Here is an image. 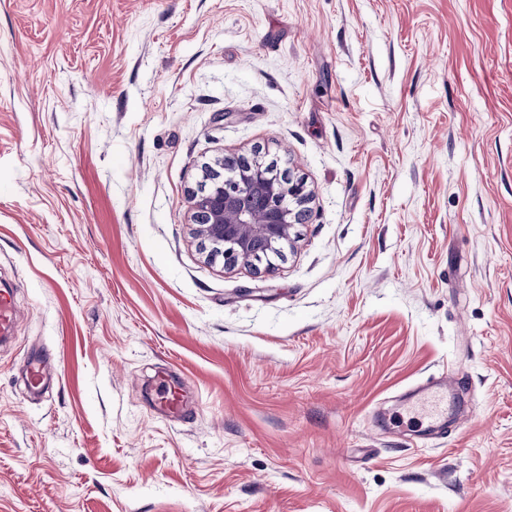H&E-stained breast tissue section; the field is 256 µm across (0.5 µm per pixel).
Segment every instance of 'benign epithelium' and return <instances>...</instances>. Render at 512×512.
I'll return each instance as SVG.
<instances>
[{"instance_id":"7a95c632","label":"benign epithelium","mask_w":512,"mask_h":512,"mask_svg":"<svg viewBox=\"0 0 512 512\" xmlns=\"http://www.w3.org/2000/svg\"><path fill=\"white\" fill-rule=\"evenodd\" d=\"M312 195L301 178L253 159L243 165L223 158L206 165L190 197L195 237L211 260L225 267L274 269L291 244L292 230L312 214Z\"/></svg>"}]
</instances>
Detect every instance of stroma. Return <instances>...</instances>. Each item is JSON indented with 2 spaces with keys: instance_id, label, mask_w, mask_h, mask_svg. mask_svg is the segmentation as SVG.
<instances>
[{
  "instance_id": "stroma-1",
  "label": "stroma",
  "mask_w": 512,
  "mask_h": 512,
  "mask_svg": "<svg viewBox=\"0 0 512 512\" xmlns=\"http://www.w3.org/2000/svg\"><path fill=\"white\" fill-rule=\"evenodd\" d=\"M257 155L270 273L190 231ZM4 288L0 512H512V0H0ZM238 161L222 157L204 166L190 197L194 235L210 260L270 272L276 259H284L295 224L309 221L312 195L303 179L278 173L272 164ZM51 359L47 351H33L27 355V375L30 385L33 388L39 387L46 376V366ZM160 397L157 407L173 418L184 417V402L181 388L168 375H161L159 381Z\"/></svg>"
}]
</instances>
